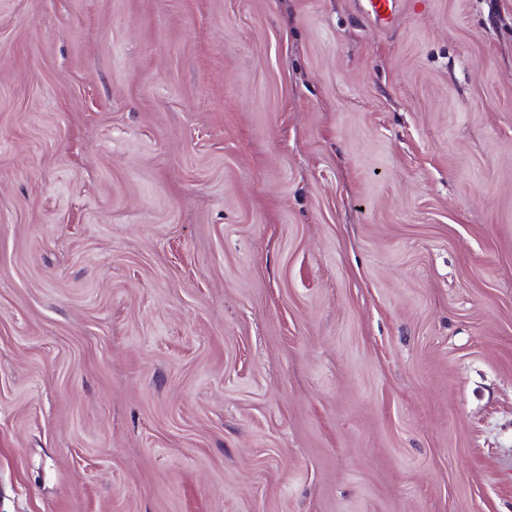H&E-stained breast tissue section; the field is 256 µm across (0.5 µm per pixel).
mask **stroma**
Returning <instances> with one entry per match:
<instances>
[{
    "instance_id": "obj_1",
    "label": "stroma",
    "mask_w": 512,
    "mask_h": 512,
    "mask_svg": "<svg viewBox=\"0 0 512 512\" xmlns=\"http://www.w3.org/2000/svg\"><path fill=\"white\" fill-rule=\"evenodd\" d=\"M0 512H512V0H0Z\"/></svg>"
}]
</instances>
